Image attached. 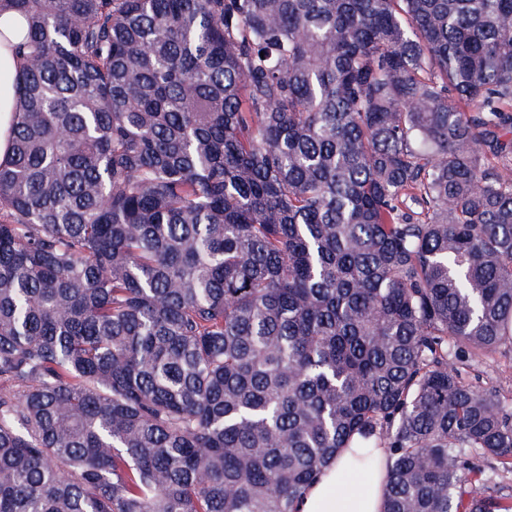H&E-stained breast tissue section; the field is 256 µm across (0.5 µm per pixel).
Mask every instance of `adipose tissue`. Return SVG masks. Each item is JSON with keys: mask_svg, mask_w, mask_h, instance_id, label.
Segmentation results:
<instances>
[{"mask_svg": "<svg viewBox=\"0 0 512 512\" xmlns=\"http://www.w3.org/2000/svg\"><path fill=\"white\" fill-rule=\"evenodd\" d=\"M27 33L20 13L0 11V162L9 154L17 96L14 79L22 62L14 49ZM387 451L345 448L297 503V512H384Z\"/></svg>", "mask_w": 512, "mask_h": 512, "instance_id": "1", "label": "adipose tissue"}]
</instances>
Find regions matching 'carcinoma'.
<instances>
[{
    "label": "carcinoma",
    "mask_w": 512,
    "mask_h": 512,
    "mask_svg": "<svg viewBox=\"0 0 512 512\" xmlns=\"http://www.w3.org/2000/svg\"><path fill=\"white\" fill-rule=\"evenodd\" d=\"M0 512H509L512 0H0ZM27 33V22L20 13L3 9L0 12V162L9 154L17 96L14 79L22 66L14 49ZM458 366L477 388L493 387L507 400L512 399V345H502L489 357L464 359ZM386 448H343L297 503V512H384Z\"/></svg>",
    "instance_id": "1"
}]
</instances>
